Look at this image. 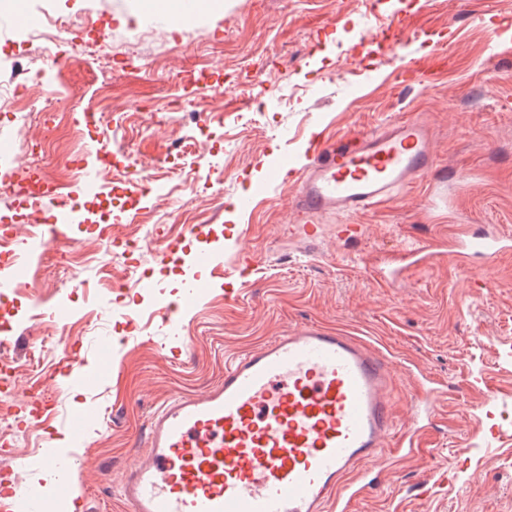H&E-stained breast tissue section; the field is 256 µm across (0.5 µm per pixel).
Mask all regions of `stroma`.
Listing matches in <instances>:
<instances>
[{"label": "stroma", "instance_id": "1", "mask_svg": "<svg viewBox=\"0 0 512 512\" xmlns=\"http://www.w3.org/2000/svg\"><path fill=\"white\" fill-rule=\"evenodd\" d=\"M406 11L414 29L446 36V66L411 40L381 49L369 69L363 42ZM25 12L40 28L64 19L54 45L62 62L13 28ZM196 12L187 27L146 0H0V96L22 117L47 111L28 129L44 146V179L85 202V177L71 164L78 154L96 174L100 201L126 190L130 172L155 182L148 196L128 197L108 232L96 223L66 228L59 249L30 257L0 299L12 314L15 384L0 394L10 449L0 471L13 483H40L48 512H65L75 494L76 512H126L115 486L154 407L210 388L226 360L314 322L345 328L393 360L397 428L410 425L423 380L446 393L415 431L413 452L394 456L388 479L366 489L353 512H512V253L468 272L448 254L479 224L512 233V0H381L375 12L367 0H196ZM410 55L423 57L426 74L404 86L396 74ZM177 75L205 76L224 95L185 97ZM408 116L431 126L438 167L352 216L361 240H338L333 217L317 238L301 237L291 197L279 190L239 209L282 155H303L312 136L336 139ZM102 148L111 153L105 167ZM436 185L448 206L429 212L424 198ZM168 238L178 245L156 262ZM413 241L433 247L434 259L403 266ZM134 242L138 268L122 258ZM204 249L213 263L194 268ZM244 249L259 264L231 283L239 297L229 302L224 272ZM394 267L396 281L384 275ZM196 273L211 288L174 316L168 305ZM144 277L153 293L141 288ZM57 306L70 312L59 325L50 316ZM67 347L95 374L78 391L48 384ZM34 386L50 418L31 419ZM83 407L98 418L76 438L72 416ZM494 414L499 430L489 439L481 431ZM465 438L472 451L456 458L451 449ZM48 448L75 455L67 486L41 468Z\"/></svg>", "mask_w": 512, "mask_h": 512}]
</instances>
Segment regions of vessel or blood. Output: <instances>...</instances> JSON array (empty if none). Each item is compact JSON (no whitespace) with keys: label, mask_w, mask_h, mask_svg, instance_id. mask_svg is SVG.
<instances>
[{"label":"vessel or blood","mask_w":512,"mask_h":512,"mask_svg":"<svg viewBox=\"0 0 512 512\" xmlns=\"http://www.w3.org/2000/svg\"><path fill=\"white\" fill-rule=\"evenodd\" d=\"M436 164L430 128L410 117L336 141L311 139L304 157L284 154L292 207L307 238L327 215H352L391 199ZM80 207H60L45 249ZM512 249V236L474 232L450 249L462 267L492 262ZM210 288L186 282L181 310ZM60 369L73 383L92 382L81 357L63 351ZM390 362L377 348L341 328L303 323L238 355L224 378L202 393L158 405L147 422V452L117 486L128 512H350L356 481L382 478L393 437ZM37 485L0 494V512H41Z\"/></svg>","instance_id":"1"}]
</instances>
